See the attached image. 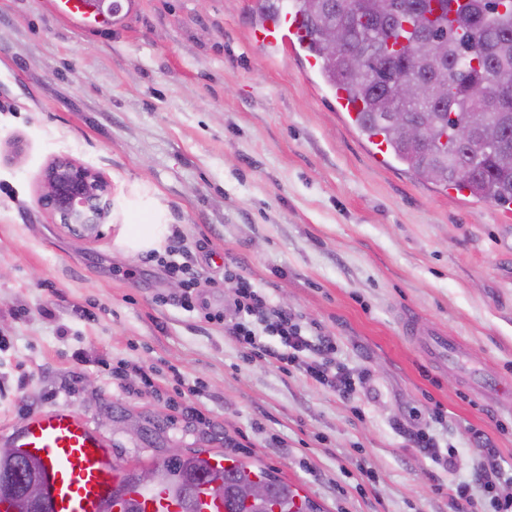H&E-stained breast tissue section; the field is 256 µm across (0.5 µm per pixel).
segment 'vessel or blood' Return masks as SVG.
<instances>
[{
    "label": "vessel or blood",
    "mask_w": 512,
    "mask_h": 512,
    "mask_svg": "<svg viewBox=\"0 0 512 512\" xmlns=\"http://www.w3.org/2000/svg\"><path fill=\"white\" fill-rule=\"evenodd\" d=\"M257 41L271 45L302 43L307 33L302 17L288 11L255 29ZM436 360L456 364V342L433 335L422 343ZM39 462L51 512H125L135 503L140 512H181L167 488L122 484L112 462L110 443L90 422L66 407L24 419L6 440Z\"/></svg>",
    "instance_id": "1"
}]
</instances>
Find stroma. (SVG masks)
Returning a JSON list of instances; mask_svg holds the SVG:
<instances>
[{"instance_id":"35a3bbf8","label":"stroma","mask_w":512,"mask_h":512,"mask_svg":"<svg viewBox=\"0 0 512 512\" xmlns=\"http://www.w3.org/2000/svg\"><path fill=\"white\" fill-rule=\"evenodd\" d=\"M265 0H0V441L70 407L120 477L171 446L277 473L322 512H451L491 440L512 467V217L385 161L301 49L251 37ZM112 185L98 239L38 204L56 157ZM127 224L181 232L131 254ZM332 338L355 400L245 359L224 330L238 278ZM455 339L440 369L407 335ZM455 451L445 470L413 449Z\"/></svg>"}]
</instances>
